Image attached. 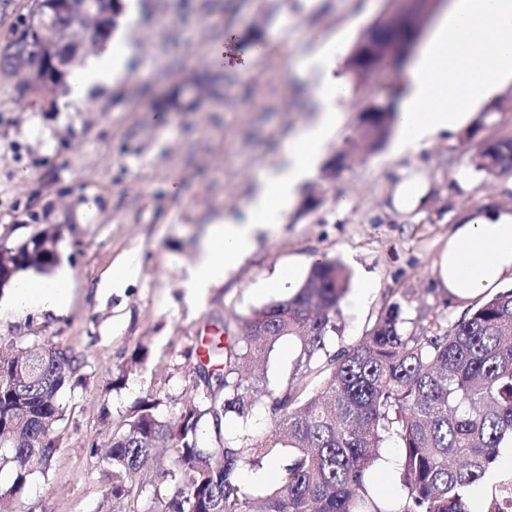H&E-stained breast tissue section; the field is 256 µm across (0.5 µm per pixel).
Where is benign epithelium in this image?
<instances>
[{
	"instance_id": "7a95c632",
	"label": "benign epithelium",
	"mask_w": 512,
	"mask_h": 512,
	"mask_svg": "<svg viewBox=\"0 0 512 512\" xmlns=\"http://www.w3.org/2000/svg\"><path fill=\"white\" fill-rule=\"evenodd\" d=\"M388 14L404 19L412 31L411 43L404 46L387 45L381 61L363 71H353L356 83L371 94L385 67L397 62L411 51L412 42L419 38L440 0H389ZM77 20L95 17L101 21L96 27L79 29L76 25L62 26L58 16ZM112 17V0H34V7L22 33L0 49V56L12 64L14 74L24 87L42 93L52 87V81L68 69L74 57L57 54L63 47H73L76 53L94 50L105 43L109 27L102 20Z\"/></svg>"
}]
</instances>
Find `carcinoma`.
<instances>
[{
    "mask_svg": "<svg viewBox=\"0 0 512 512\" xmlns=\"http://www.w3.org/2000/svg\"><path fill=\"white\" fill-rule=\"evenodd\" d=\"M371 30L374 40L408 36L384 20ZM395 124L396 113L377 112L359 140L377 150ZM472 163L489 175L512 166V135L485 141ZM59 241V226L49 225L17 248L0 246V286L13 285L22 272L49 273ZM349 283L341 263L315 261L294 295L243 319L234 339L208 346L193 396L178 413L160 415L153 395L138 400L102 456L108 471L101 508L115 502L124 512H472L471 487L495 466L498 448L512 441V288L432 336L403 335L400 306L393 304L358 344L312 368ZM286 336L299 338L296 366L321 376V385L266 392L274 430L261 438L226 436L227 415L250 414L265 355ZM80 365L78 355L60 350L17 346L0 353V435L7 437L0 471L13 473L0 487V502L22 506L33 476L49 471L65 416L60 394ZM204 424L207 446L201 443ZM389 437L401 448L407 495L396 507L382 508L370 475ZM162 445L172 455L163 471L168 488L163 496L153 490L149 502L145 466ZM285 445L292 451L279 487L250 497L238 471L276 458ZM479 512H512V479L495 485Z\"/></svg>",
    "mask_w": 512,
    "mask_h": 512,
    "instance_id": "carcinoma-1",
    "label": "carcinoma"
}]
</instances>
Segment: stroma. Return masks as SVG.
I'll use <instances>...</instances> for the list:
<instances>
[{"label": "stroma", "mask_w": 512, "mask_h": 512, "mask_svg": "<svg viewBox=\"0 0 512 512\" xmlns=\"http://www.w3.org/2000/svg\"><path fill=\"white\" fill-rule=\"evenodd\" d=\"M124 37L128 63L111 88L64 112L61 90L34 95L0 68V243L59 226V263L71 273L68 316L0 315V344H37L84 360L79 384L60 395L65 417L47 475L34 476L35 512H98L102 470L90 448L106 447L145 395L163 416L189 397L206 339L240 333L242 321L274 301L265 281L293 267L302 284L315 259L339 260L375 289L360 311L342 305L325 338L336 353L360 342L390 304L405 334L450 329L464 314L437 287L435 261L457 215L512 209V169L477 171L484 139L512 131V87L466 129L417 153L393 142L336 172L317 166L305 193L275 230L261 232L250 257L200 299L183 281L213 219L238 212L292 135L314 117L317 74L304 57L331 42L350 52L387 0H134ZM404 168L429 183L422 208L397 211L392 191ZM466 170L467 185L456 176ZM348 201L340 209V201ZM139 264L126 286L107 289L113 268ZM299 342L268 354L265 389L315 375L296 367ZM145 352L132 363L134 353ZM125 380H118L120 369Z\"/></svg>", "instance_id": "35a3bbf8"}]
</instances>
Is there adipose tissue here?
Segmentation results:
<instances>
[{"instance_id": "ef3b65f1", "label": "adipose tissue", "mask_w": 512, "mask_h": 512, "mask_svg": "<svg viewBox=\"0 0 512 512\" xmlns=\"http://www.w3.org/2000/svg\"><path fill=\"white\" fill-rule=\"evenodd\" d=\"M128 55V50L109 42L89 56L69 76L61 110L76 111L90 91L110 87ZM315 66L320 73L315 121L295 133L277 167L259 178L240 214L213 221L196 262L187 270L185 285L195 295L222 282L253 251L257 234L273 229L274 219L294 204L341 124L343 79L334 74L331 56L316 59ZM511 84L512 0H452L432 40L409 61L396 104V154L419 151L455 134ZM435 271L440 286L465 304L512 284V210L462 212ZM70 293L68 271L52 277L33 275L14 290L7 305L17 315L41 310L64 317L70 311Z\"/></svg>"}]
</instances>
